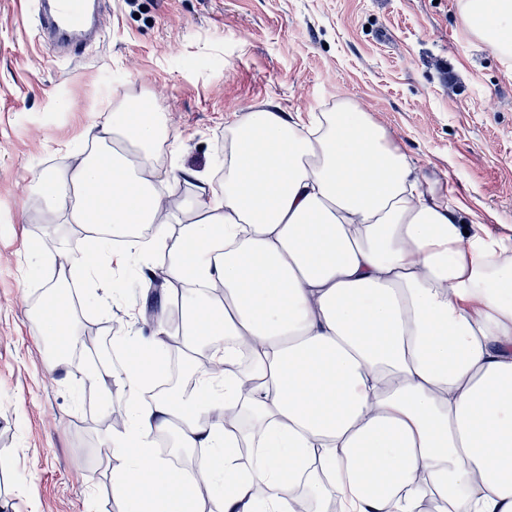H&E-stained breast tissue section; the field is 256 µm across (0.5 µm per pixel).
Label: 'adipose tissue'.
Instances as JSON below:
<instances>
[{"label":"adipose tissue","instance_id":"obj_1","mask_svg":"<svg viewBox=\"0 0 512 512\" xmlns=\"http://www.w3.org/2000/svg\"><path fill=\"white\" fill-rule=\"evenodd\" d=\"M464 26L512 56V0H460ZM91 148L44 174L48 223L126 237L101 256L75 246L38 310L43 333L78 345L64 298L72 281L163 252L182 286V341L212 364L189 392L140 397L163 366V332L141 337L146 364L121 384L127 422L113 441L112 497L132 512H512V242L465 233L447 186L422 182L366 112L286 121L278 105L224 129V182L161 169L164 118L124 100L85 129ZM196 184L177 240L158 183ZM202 449L195 482L157 438ZM257 450L252 472L240 447Z\"/></svg>","mask_w":512,"mask_h":512}]
</instances>
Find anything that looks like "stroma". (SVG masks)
I'll return each mask as SVG.
<instances>
[{
  "mask_svg": "<svg viewBox=\"0 0 512 512\" xmlns=\"http://www.w3.org/2000/svg\"><path fill=\"white\" fill-rule=\"evenodd\" d=\"M459 0H106L91 47L68 56L37 35L31 0H0V501L7 512H119L105 450L108 420L92 365L49 367L34 301L87 232L46 224L37 181L86 149L99 113L138 96L166 118L179 163L218 182L224 128L272 101L284 118L349 98L422 180L448 184L465 225L512 237V58L473 36ZM223 68H214V58ZM132 258L122 298L108 275L74 306L78 331L149 335L147 272Z\"/></svg>",
  "mask_w": 512,
  "mask_h": 512,
  "instance_id": "35a3bbf8",
  "label": "stroma"
}]
</instances>
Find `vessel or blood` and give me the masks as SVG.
Masks as SVG:
<instances>
[{
  "label": "vessel or blood",
  "instance_id": "vessel-or-blood-1",
  "mask_svg": "<svg viewBox=\"0 0 512 512\" xmlns=\"http://www.w3.org/2000/svg\"><path fill=\"white\" fill-rule=\"evenodd\" d=\"M38 37L68 53L88 47L99 20L89 19L85 0H35Z\"/></svg>",
  "mask_w": 512,
  "mask_h": 512
}]
</instances>
